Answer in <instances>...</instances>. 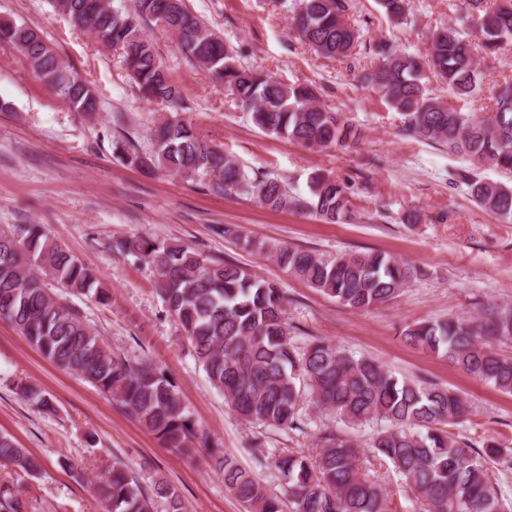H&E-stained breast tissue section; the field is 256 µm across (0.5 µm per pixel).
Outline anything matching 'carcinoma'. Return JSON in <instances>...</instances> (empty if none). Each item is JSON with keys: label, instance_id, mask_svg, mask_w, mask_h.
<instances>
[{"label": "carcinoma", "instance_id": "cac0c4a2", "mask_svg": "<svg viewBox=\"0 0 512 512\" xmlns=\"http://www.w3.org/2000/svg\"><path fill=\"white\" fill-rule=\"evenodd\" d=\"M468 2L475 8L468 30L435 29L429 51L422 54L379 42L373 49L376 62L365 80L389 109L402 116L406 134L465 156L472 168L459 178L471 200L511 223L512 186L488 181L479 170L512 172V80L491 91L487 118L449 105L432 90L435 84L457 101L480 98L477 53L494 56L512 45V0L491 6L484 0ZM378 4L393 27L407 24V0ZM57 6L76 27L122 50L128 75L148 102L182 101V91L141 32V22L153 19L174 33L188 59L224 82L265 134L312 150L344 147L359 139L341 113L318 103L310 86L285 84L238 63L234 49L184 0H134L130 10L108 0H57ZM345 11V0H300L294 28L319 56L344 58L360 39ZM0 46L22 53L69 109L89 117L100 112L94 85L79 77L32 28L0 21ZM112 152L116 160L147 172L164 170L186 180L210 175L213 191L255 193L271 210L304 208L327 224L354 219L346 183L315 174L310 178L311 199L299 200L283 182L250 175L192 125L178 120L157 126L147 151L116 139ZM112 249L154 267L167 312L193 347L210 385L244 421L298 429L299 407L306 399L318 413L353 428L378 425L364 448L324 431L318 436L317 451L309 456L282 452L257 458L258 464L271 463L287 480L296 512H391L385 489L363 466L370 458L392 464L412 483L427 512H512V502L492 484L485 468L487 456H499V442L484 440L487 451L478 458L472 445L445 430L469 414L462 394L400 379L373 358L357 356L325 338L298 349L283 289L237 265L208 260L184 244L143 236L119 240ZM266 250L285 272L355 310L388 303L409 281L423 275L421 269L381 251L326 257L280 243L269 244ZM36 268L73 294L91 296L102 305L111 300L96 270L63 249L42 225L27 224L16 232L0 229V320L57 367L96 387L163 447L186 453L205 444L164 369L152 361L113 355L74 309L44 287ZM403 336L415 348L512 394V357L491 346L494 340L512 338V309L493 307L477 325L460 317L413 322L405 326ZM20 394L46 412L55 411L50 398L33 384L22 385ZM213 460L224 473L225 488L244 512H281L280 501L255 475L227 457L215 455ZM2 462L30 477L42 469L36 456L5 433H0ZM99 491L104 512H156L160 500L164 512H187L181 495L166 481H155L148 493L120 465L102 475ZM0 512H22L7 484L0 485Z\"/></svg>", "mask_w": 512, "mask_h": 512}]
</instances>
